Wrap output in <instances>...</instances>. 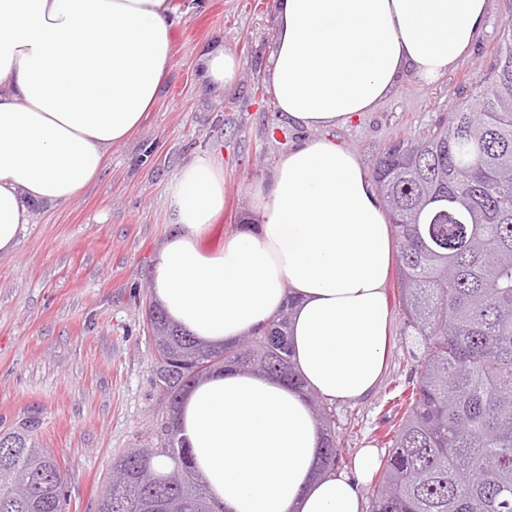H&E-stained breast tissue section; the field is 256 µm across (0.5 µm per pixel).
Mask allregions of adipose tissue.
<instances>
[{"mask_svg":"<svg viewBox=\"0 0 512 512\" xmlns=\"http://www.w3.org/2000/svg\"><path fill=\"white\" fill-rule=\"evenodd\" d=\"M270 91L289 126H343L409 77L431 84L485 30L490 0H273ZM170 0H0V252L31 204L76 198L114 145L154 106L173 60ZM236 56L202 60L211 88L233 86ZM253 222L203 252L224 210V169L210 156L167 188L180 232L151 271L169 318L219 346L290 307L296 388L235 368L201 381L177 415L205 493L225 512H362L377 465L320 471L321 425L307 399L357 401L378 386L391 315L384 288L392 227L354 153L318 136L277 159L251 190Z\"/></svg>","mask_w":512,"mask_h":512,"instance_id":"ef3b65f1","label":"adipose tissue"}]
</instances>
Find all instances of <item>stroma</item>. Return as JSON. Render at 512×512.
Instances as JSON below:
<instances>
[{"label":"stroma","instance_id":"35a3bbf8","mask_svg":"<svg viewBox=\"0 0 512 512\" xmlns=\"http://www.w3.org/2000/svg\"><path fill=\"white\" fill-rule=\"evenodd\" d=\"M511 0H491L472 53L438 82L407 78L373 111L323 130L373 170L395 141L419 138L468 93L477 68L499 49ZM174 59L155 108L113 146L99 177L62 206L36 205L13 254H0V430L34 415L37 440L61 466L68 512H97L106 479L136 444L155 439L166 411L151 382L146 308L150 271L177 226L167 187L200 155L224 168V211L203 237L213 251L244 223L253 184L286 148L268 132L275 111L266 60L275 36L272 0H172ZM240 61L236 84L201 89L198 61L215 47ZM385 292L392 326L387 367L359 401H336L335 432L345 458L375 445L389 400L412 381L422 349L404 324L395 278Z\"/></svg>","mask_w":512,"mask_h":512}]
</instances>
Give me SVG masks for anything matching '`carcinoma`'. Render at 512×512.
Here are the masks:
<instances>
[{
  "mask_svg": "<svg viewBox=\"0 0 512 512\" xmlns=\"http://www.w3.org/2000/svg\"><path fill=\"white\" fill-rule=\"evenodd\" d=\"M501 49L463 101L426 136L377 157L373 178L394 228L397 292L423 348L415 381L386 432L369 512H512V20ZM153 382L167 398L156 444L113 468L97 512H213L175 410L213 369L232 365L301 385L286 341L288 316L222 349L204 345L149 304ZM323 427L321 467L344 464L333 407L311 393ZM38 421L0 434V512H66L60 464L38 447ZM150 465L153 479L137 480Z\"/></svg>",
  "mask_w": 512,
  "mask_h": 512,
  "instance_id": "1",
  "label": "carcinoma"
}]
</instances>
